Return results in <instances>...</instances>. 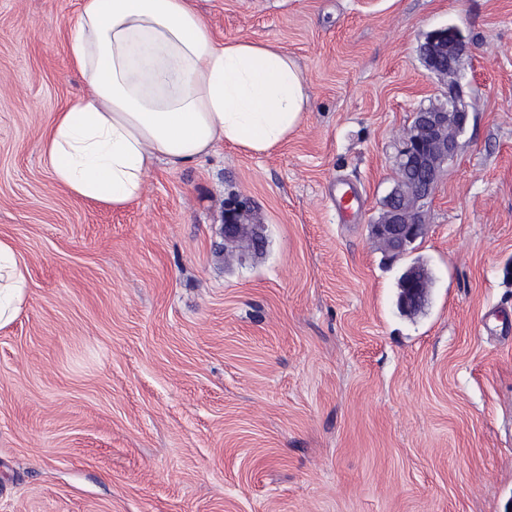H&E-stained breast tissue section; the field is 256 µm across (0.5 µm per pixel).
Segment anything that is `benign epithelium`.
<instances>
[{"mask_svg": "<svg viewBox=\"0 0 512 512\" xmlns=\"http://www.w3.org/2000/svg\"><path fill=\"white\" fill-rule=\"evenodd\" d=\"M426 43L429 51L425 68L445 82V100L414 113L410 127L402 136V147L395 160V184L383 203L380 218L370 225L372 236L393 258L404 256L428 230L422 204L435 192L442 166L458 149V138L469 123L458 78L459 60L468 46L455 27L436 29ZM247 203L237 201L224 209V237L249 242L261 241L257 227L247 223ZM429 286L427 276L412 269L405 278L398 305L405 313H415L425 304Z\"/></svg>", "mask_w": 512, "mask_h": 512, "instance_id": "1", "label": "benign epithelium"}]
</instances>
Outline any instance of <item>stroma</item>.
<instances>
[{"label":"stroma","instance_id":"stroma-1","mask_svg":"<svg viewBox=\"0 0 512 512\" xmlns=\"http://www.w3.org/2000/svg\"><path fill=\"white\" fill-rule=\"evenodd\" d=\"M193 5L217 38L288 52L304 119L265 153L156 163L112 208L41 148L84 91L80 0H0V238L30 270L0 329V512H512V0ZM444 27L469 46L470 120L393 260L370 226L444 95L419 56ZM237 198L261 252L224 248ZM417 260L431 287L406 316ZM406 270L398 279V289H400ZM400 291L401 293L398 298L400 309L409 314L419 311L424 306L428 297L429 286L427 276L418 269L410 270Z\"/></svg>","mask_w":512,"mask_h":512}]
</instances>
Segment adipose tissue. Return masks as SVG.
<instances>
[{"label": "adipose tissue", "mask_w": 512, "mask_h": 512, "mask_svg": "<svg viewBox=\"0 0 512 512\" xmlns=\"http://www.w3.org/2000/svg\"><path fill=\"white\" fill-rule=\"evenodd\" d=\"M69 57L87 94L42 140L54 181L73 197L120 208L155 161L196 162L219 143L264 153L301 124L308 93L275 45L217 40L190 0H81ZM29 268L0 238V328L29 299Z\"/></svg>", "instance_id": "obj_1"}]
</instances>
